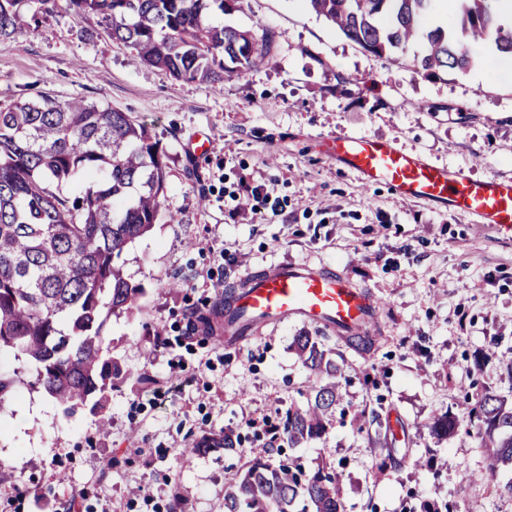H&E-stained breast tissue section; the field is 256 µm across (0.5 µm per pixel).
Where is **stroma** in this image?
Segmentation results:
<instances>
[{
	"mask_svg": "<svg viewBox=\"0 0 512 512\" xmlns=\"http://www.w3.org/2000/svg\"><path fill=\"white\" fill-rule=\"evenodd\" d=\"M223 21L273 32L265 65L215 83L177 79L66 0L0 46V105L80 97L127 113L158 142L167 184L157 224L119 259L142 293L103 331L127 372L105 402L108 432L89 409L68 416L20 386L0 412V462L12 473L0 512H224L225 471L269 442L270 463L332 466L345 512L428 502L512 512L502 490L512 472L493 470L475 436L429 431L436 417H467L485 392L512 394V238L364 185L321 151L330 135L365 134L476 179H512V72L481 63L424 77L415 47L371 54L304 0H245ZM285 261L343 271L381 300L369 354L302 321L238 344L190 329L191 310L222 312L229 286ZM303 331L342 352V404L406 429L412 458L401 468L376 472L382 438L369 423L336 419L321 439L289 447L282 418L313 381L292 349ZM224 429L241 434V451L194 453ZM467 471L479 480H463Z\"/></svg>",
	"mask_w": 512,
	"mask_h": 512,
	"instance_id": "obj_1",
	"label": "stroma"
}]
</instances>
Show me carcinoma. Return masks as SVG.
I'll return each instance as SVG.
<instances>
[{"label": "carcinoma", "mask_w": 512, "mask_h": 512, "mask_svg": "<svg viewBox=\"0 0 512 512\" xmlns=\"http://www.w3.org/2000/svg\"><path fill=\"white\" fill-rule=\"evenodd\" d=\"M0 0V44L29 27L22 6ZM244 0H69L77 13L94 11L108 33L140 59L175 78L221 81L261 65L273 33L212 22L243 9ZM347 39L378 56L418 45L416 67L426 76L470 68L473 50L512 52V27L499 21L497 0H454L456 20L447 33L428 27L436 0H307ZM165 166L148 126L125 112L82 99L49 96L0 106V352L30 368L41 388L73 414L100 407L124 372L104 348L112 315L132 308L142 289L117 264L125 247L149 232L166 198ZM360 353L372 336H345ZM302 367L314 377L307 405L283 423L295 448L321 437L340 401L342 369L317 336L294 337ZM20 372L0 374V407L11 400ZM480 445L496 467L512 468V402L482 396L468 415ZM462 421L437 418L431 432L446 436ZM386 430L378 473L402 465ZM241 439L223 430L195 448L235 452ZM224 512H344L335 472L307 471L293 462L276 466L262 456L224 478Z\"/></svg>", "instance_id": "1"}]
</instances>
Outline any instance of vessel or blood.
<instances>
[{
  "label": "vessel or blood",
  "mask_w": 512,
  "mask_h": 512,
  "mask_svg": "<svg viewBox=\"0 0 512 512\" xmlns=\"http://www.w3.org/2000/svg\"><path fill=\"white\" fill-rule=\"evenodd\" d=\"M326 153L365 185L383 183L396 194L443 205L512 235V180L473 179L464 170L437 166L420 154L366 135L339 133L326 141ZM236 317V335L256 325L300 319L344 335L364 333L377 320L379 303L345 274L327 267L281 263L246 278L224 301Z\"/></svg>",
  "instance_id": "b4317fda"
}]
</instances>
